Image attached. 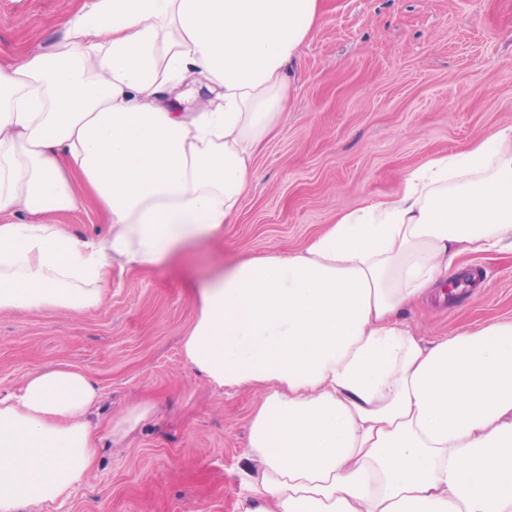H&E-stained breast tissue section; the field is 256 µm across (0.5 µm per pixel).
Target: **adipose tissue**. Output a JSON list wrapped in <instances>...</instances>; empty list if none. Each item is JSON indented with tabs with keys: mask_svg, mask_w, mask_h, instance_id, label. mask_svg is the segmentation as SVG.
Listing matches in <instances>:
<instances>
[{
	"mask_svg": "<svg viewBox=\"0 0 512 512\" xmlns=\"http://www.w3.org/2000/svg\"><path fill=\"white\" fill-rule=\"evenodd\" d=\"M318 13L91 0L51 50L0 64V312H89L113 267L222 236ZM91 204L104 235L54 220ZM469 252L512 253V127L197 288L186 359L216 387L264 390L238 512H512V319L433 343L402 320ZM99 398L63 366L0 393V512L89 482Z\"/></svg>",
	"mask_w": 512,
	"mask_h": 512,
	"instance_id": "adipose-tissue-1",
	"label": "adipose tissue"
}]
</instances>
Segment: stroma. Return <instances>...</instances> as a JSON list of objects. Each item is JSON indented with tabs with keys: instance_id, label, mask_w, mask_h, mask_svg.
Wrapping results in <instances>:
<instances>
[{
	"instance_id": "obj_1",
	"label": "stroma",
	"mask_w": 512,
	"mask_h": 512,
	"mask_svg": "<svg viewBox=\"0 0 512 512\" xmlns=\"http://www.w3.org/2000/svg\"><path fill=\"white\" fill-rule=\"evenodd\" d=\"M66 2L0 0V61L59 43ZM510 126L512 0H321L289 110L259 148L223 237L113 270L87 313H0L1 392L44 368H78L100 389L103 437L109 419L152 407L122 443L98 448L87 484L41 512H236L238 457L262 393L218 388L187 361L200 282L243 256L300 250L412 170ZM468 266L480 287L406 311L425 342L512 319V254L476 253Z\"/></svg>"
}]
</instances>
